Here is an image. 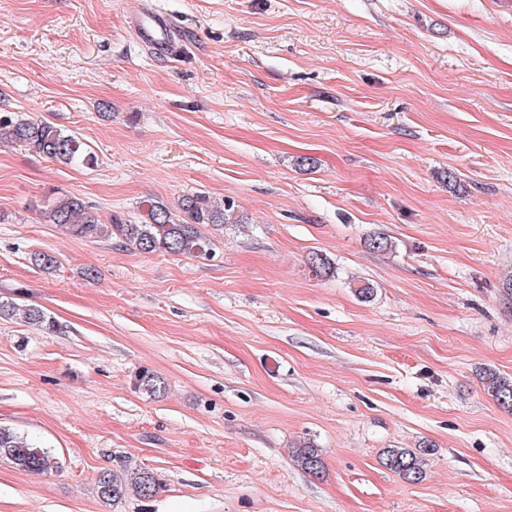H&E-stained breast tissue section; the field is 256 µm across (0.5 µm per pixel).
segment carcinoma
Returning a JSON list of instances; mask_svg holds the SVG:
<instances>
[{
  "label": "carcinoma",
  "mask_w": 512,
  "mask_h": 512,
  "mask_svg": "<svg viewBox=\"0 0 512 512\" xmlns=\"http://www.w3.org/2000/svg\"><path fill=\"white\" fill-rule=\"evenodd\" d=\"M5 141L24 144L55 162L83 166L97 162L96 156L78 137L52 123L25 118L17 112L0 111V142ZM43 215L45 221L63 224L76 236L114 239L129 252H166L201 260L214 257L212 242L202 232V226L222 228L226 224L243 223L233 201L226 199L218 205L201 193L183 195L173 205L161 199L145 200L134 221L114 214L111 223L103 224L82 198L72 195L48 200ZM309 266L317 275L333 273L329 259L319 253L311 255ZM24 319L49 333L60 330L55 318L37 306L25 308ZM480 379L497 405L512 412V378L486 369ZM137 385L151 394L164 390L162 379L148 370L138 374ZM428 454L430 449L426 445L417 452L389 448L383 453L382 464L405 481L419 483L425 477ZM0 459L27 472L48 473L59 468L58 458L51 450L5 426H0ZM296 461L311 475L322 472L321 454L312 445L298 448ZM159 489L160 482L150 470L122 474L104 470L97 479V494L104 501H120L131 492L149 499Z\"/></svg>",
  "instance_id": "obj_1"
}]
</instances>
